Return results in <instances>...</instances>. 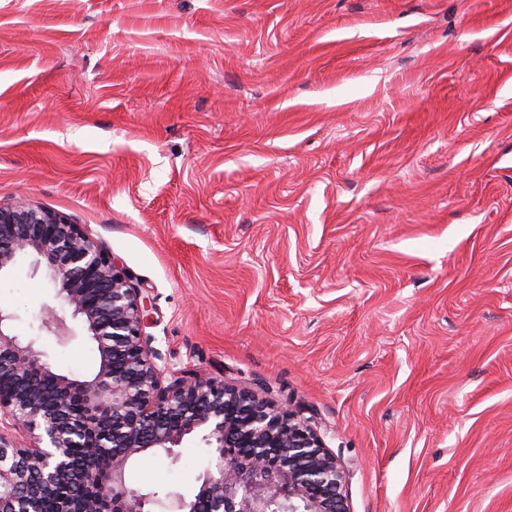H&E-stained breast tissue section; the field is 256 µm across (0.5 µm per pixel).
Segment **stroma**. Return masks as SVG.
Listing matches in <instances>:
<instances>
[{"label":"stroma","mask_w":512,"mask_h":512,"mask_svg":"<svg viewBox=\"0 0 512 512\" xmlns=\"http://www.w3.org/2000/svg\"><path fill=\"white\" fill-rule=\"evenodd\" d=\"M18 200L150 290L167 371L304 408L351 512H512V0H0ZM45 304L32 257L0 276L14 334ZM71 326L38 347L82 379Z\"/></svg>","instance_id":"35a3bbf8"}]
</instances>
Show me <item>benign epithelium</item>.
Returning a JSON list of instances; mask_svg holds the SVG:
<instances>
[{
  "instance_id": "benign-epithelium-1",
  "label": "benign epithelium",
  "mask_w": 512,
  "mask_h": 512,
  "mask_svg": "<svg viewBox=\"0 0 512 512\" xmlns=\"http://www.w3.org/2000/svg\"><path fill=\"white\" fill-rule=\"evenodd\" d=\"M45 265L57 296L80 319L99 363L79 380L43 360L37 338L14 335L0 310V512H351L347 469L300 406L194 368L165 376L146 328L154 298L80 224L23 203L0 204V273L20 256ZM39 331L68 338L64 318L41 308ZM211 448L198 491L144 493L126 483L136 457L178 458L184 441Z\"/></svg>"
}]
</instances>
